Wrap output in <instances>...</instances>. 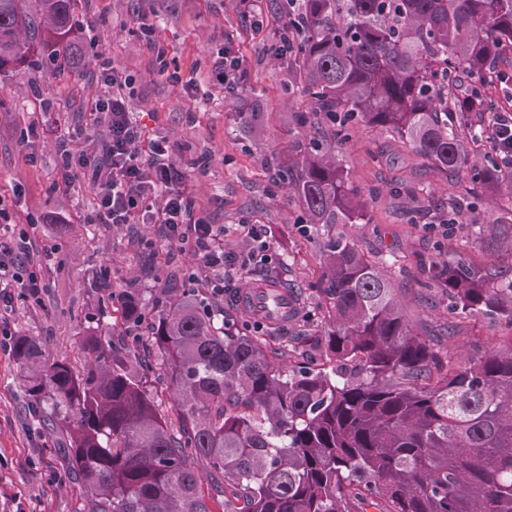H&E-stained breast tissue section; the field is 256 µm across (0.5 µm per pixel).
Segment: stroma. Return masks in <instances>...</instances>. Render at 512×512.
I'll list each match as a JSON object with an SVG mask.
<instances>
[{"instance_id":"35a3bbf8","label":"stroma","mask_w":512,"mask_h":512,"mask_svg":"<svg viewBox=\"0 0 512 512\" xmlns=\"http://www.w3.org/2000/svg\"><path fill=\"white\" fill-rule=\"evenodd\" d=\"M285 3L253 0L245 13L237 0H77L87 68L55 75L34 53L0 75V240L11 244L27 232L28 268L44 284L35 298L14 289L0 312V512H82L87 500L82 480L67 468L68 439L31 409L12 356L14 337H34L50 358L70 359L83 336L111 326L101 310L118 308L125 292H140L160 310L171 294L190 289L218 300L233 332L249 318L237 304L239 290L274 282L297 289V307L288 322L266 326V336L316 358L310 338L328 321L322 255L328 240L343 234L405 287V314L420 333L452 319L441 294L421 303L412 289L425 280L431 258L462 249L483 259L467 225L491 221L494 208L467 175L446 182L400 141L359 123L336 159L365 204L364 222L306 223L283 172L328 128L323 121L299 124V113L314 105L301 94L295 68L272 53ZM227 47L241 61L230 86L216 70ZM110 62L130 80V109L146 138L163 137L173 147L177 188L193 199L197 217L223 226L225 253L249 250L251 226L267 236L269 262L221 297L208 286L210 271L168 244L162 225L92 223L95 188L82 173L63 171L59 137L72 136L76 149L92 154L106 133L94 104L103 94L99 71ZM174 74L179 83L171 82ZM452 202L463 224H449ZM452 320L457 336L447 346L460 356L494 347L503 333L496 317Z\"/></svg>"}]
</instances>
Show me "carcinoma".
<instances>
[{"instance_id": "obj_1", "label": "carcinoma", "mask_w": 512, "mask_h": 512, "mask_svg": "<svg viewBox=\"0 0 512 512\" xmlns=\"http://www.w3.org/2000/svg\"><path fill=\"white\" fill-rule=\"evenodd\" d=\"M74 0H0V74L37 50L61 73L84 64ZM289 59L345 140L364 122L453 180L496 191L492 139L512 53V0H298ZM312 224H357L365 206L332 151L313 145L288 175ZM479 224L487 259L432 262L424 287L448 313L498 315L500 348L463 359L416 332L376 257L347 236L324 251L333 320L326 362L303 365L257 327L233 334L185 292L154 314L137 293L119 311L132 343L91 333L76 361L18 336L13 359L34 413L64 431L87 512H512V195ZM146 326L148 336L135 338ZM163 370L178 428L149 381ZM202 463L204 470L196 469Z\"/></svg>"}]
</instances>
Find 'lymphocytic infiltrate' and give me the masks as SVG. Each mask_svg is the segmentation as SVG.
Masks as SVG:
<instances>
[{
	"label": "lymphocytic infiltrate",
	"mask_w": 512,
	"mask_h": 512,
	"mask_svg": "<svg viewBox=\"0 0 512 512\" xmlns=\"http://www.w3.org/2000/svg\"><path fill=\"white\" fill-rule=\"evenodd\" d=\"M102 80L107 91L95 108L104 114L107 137L99 153L88 156L70 149L68 140L59 142L66 167L86 172L98 192L94 223L130 224L139 213H149L153 223L163 225L172 245L189 247L212 271V292L223 295V228L197 218L192 199L172 189L176 174L172 150L166 139L144 140L123 92L127 79L112 68L104 70ZM140 142L146 143V152L137 150ZM158 196L163 199L159 205L154 202ZM27 256L28 238L24 235L12 247L0 251V302L10 303L15 288L33 297L40 293L41 279L25 270Z\"/></svg>",
	"instance_id": "lymphocytic-infiltrate-1"
}]
</instances>
